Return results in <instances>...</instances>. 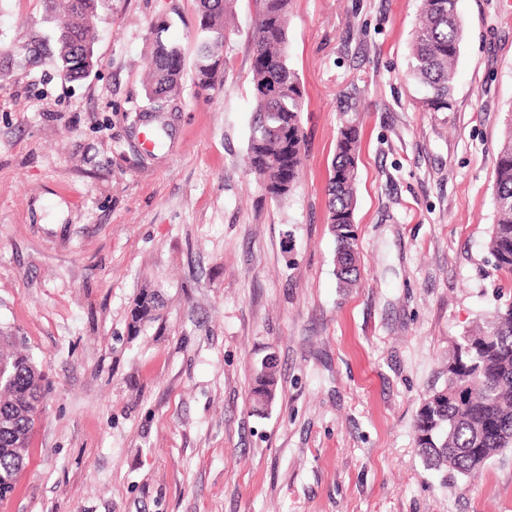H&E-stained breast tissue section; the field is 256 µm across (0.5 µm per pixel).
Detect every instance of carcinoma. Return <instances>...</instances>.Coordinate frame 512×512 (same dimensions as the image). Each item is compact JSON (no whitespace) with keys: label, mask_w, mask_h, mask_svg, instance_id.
<instances>
[{"label":"carcinoma","mask_w":512,"mask_h":512,"mask_svg":"<svg viewBox=\"0 0 512 512\" xmlns=\"http://www.w3.org/2000/svg\"><path fill=\"white\" fill-rule=\"evenodd\" d=\"M102 0H42L55 23L52 46L30 42L34 61L47 57L66 80H79L98 67V40L93 18ZM235 0H199L197 49L193 61L196 98L212 99L223 85V48ZM290 0H257L251 33L253 120L247 147L250 169L275 199L295 187L304 159L301 114L305 92L288 59ZM458 0H422V16L411 40L408 77L424 86L423 106L433 112L448 109L455 87L457 62L465 30L457 12ZM186 64L180 45L154 39L144 91L150 101L174 100L183 88ZM361 110L358 89L341 106L347 118L339 128L332 175L327 184L328 224L336 239L338 287L358 285L354 212ZM299 155L281 159L283 135ZM493 225L488 249L495 270L512 284V111L507 114L504 138L493 169ZM155 296L137 300L132 323L153 319ZM49 382L38 363L16 347V337L0 336V498L10 494L25 466L29 438L35 428ZM249 397L254 410L263 411L279 399L275 363L267 361L254 372ZM415 443L429 469L474 477L506 448L512 447V302L497 308L482 325L462 336L448 359L447 382L423 401L415 421Z\"/></svg>","instance_id":"carcinoma-1"}]
</instances>
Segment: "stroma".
I'll return each instance as SVG.
<instances>
[{
    "label": "stroma",
    "mask_w": 512,
    "mask_h": 512,
    "mask_svg": "<svg viewBox=\"0 0 512 512\" xmlns=\"http://www.w3.org/2000/svg\"><path fill=\"white\" fill-rule=\"evenodd\" d=\"M198 0H107L98 67L69 82L0 54V331L50 390L0 512H512V449L474 478L427 471L415 419L460 337L512 289L487 242L512 110V0H458L449 107L408 78L420 0H292L306 96L300 180L246 168L255 0H236L224 86L192 83L143 144L154 24L186 59ZM40 0H0V40L51 36ZM362 93L361 284L336 283L326 186L338 105ZM154 320L133 326L143 291ZM274 356L280 397L253 412Z\"/></svg>",
    "instance_id": "stroma-1"
}]
</instances>
